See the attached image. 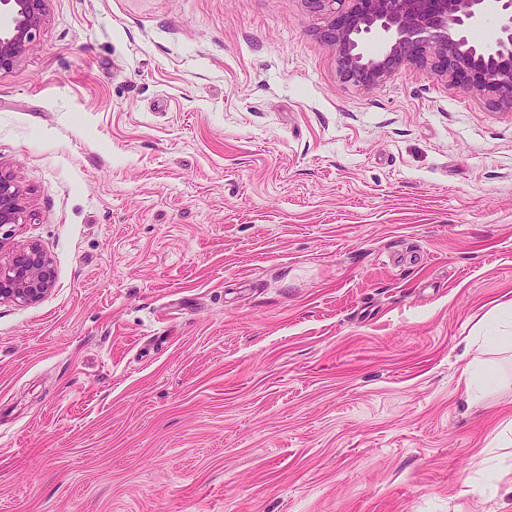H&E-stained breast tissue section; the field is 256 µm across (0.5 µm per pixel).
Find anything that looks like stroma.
<instances>
[{"instance_id": "1", "label": "stroma", "mask_w": 512, "mask_h": 512, "mask_svg": "<svg viewBox=\"0 0 512 512\" xmlns=\"http://www.w3.org/2000/svg\"><path fill=\"white\" fill-rule=\"evenodd\" d=\"M311 0H46L0 173V512H512V110L346 82ZM23 212L20 190L12 180L0 174V245L5 239V232H2V229L10 224L19 223ZM53 281L51 263L36 246L16 250L7 262H0V300L36 302L48 292ZM476 336L469 342L478 349L490 351L512 350V302L497 305L476 324ZM465 393L472 402H480L492 383L490 369H484L483 362L477 361L467 370Z\"/></svg>"}]
</instances>
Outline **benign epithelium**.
Returning <instances> with one entry per match:
<instances>
[{"mask_svg": "<svg viewBox=\"0 0 512 512\" xmlns=\"http://www.w3.org/2000/svg\"><path fill=\"white\" fill-rule=\"evenodd\" d=\"M46 0H0V69L18 62L34 45ZM334 14L324 31L336 50L343 78L364 86L382 84L399 66L432 54L440 72L468 91L512 109V0H315ZM493 17L497 36L478 43L469 33ZM382 41L379 55L366 51ZM21 193L0 175V230L23 217ZM54 270L35 246L0 262V300L38 301L52 286Z\"/></svg>", "mask_w": 512, "mask_h": 512, "instance_id": "obj_1", "label": "benign epithelium"}]
</instances>
